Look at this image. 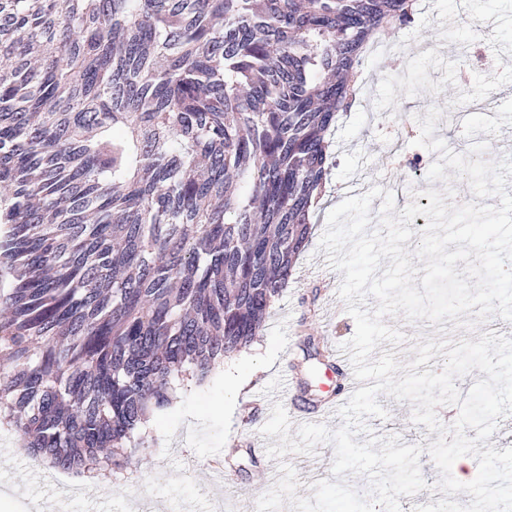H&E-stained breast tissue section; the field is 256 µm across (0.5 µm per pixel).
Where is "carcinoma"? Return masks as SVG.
Here are the masks:
<instances>
[{"mask_svg":"<svg viewBox=\"0 0 512 512\" xmlns=\"http://www.w3.org/2000/svg\"><path fill=\"white\" fill-rule=\"evenodd\" d=\"M416 0H0V423L140 464L173 381L260 335L317 223L363 53Z\"/></svg>","mask_w":512,"mask_h":512,"instance_id":"carcinoma-1","label":"carcinoma"}]
</instances>
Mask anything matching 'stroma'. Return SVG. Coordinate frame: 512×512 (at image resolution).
Masks as SVG:
<instances>
[{
	"mask_svg": "<svg viewBox=\"0 0 512 512\" xmlns=\"http://www.w3.org/2000/svg\"><path fill=\"white\" fill-rule=\"evenodd\" d=\"M419 2L414 22L386 31L362 60L365 86L358 105L336 127V166L324 210L375 186L392 191L400 210L412 202L414 190L442 189V182L424 177L414 185L403 180L413 156L439 158L404 138L434 107L442 112L435 135L452 151L466 154L472 143L484 141L494 146L495 158L512 156V0ZM475 44L484 55L478 64L470 57ZM325 229L316 224L261 335L204 383L177 386L171 406L147 424V446L132 481L90 485L69 512H128L134 492L145 512H167L173 503L183 512H214L203 470L229 448L237 449L238 458L224 471V491L236 495V512H253L275 485L268 457L253 450L254 443H272L261 433L270 412L256 404V395H281L288 412L335 395L338 378L323 352L327 342L346 343L355 332L338 296L343 275L329 266L320 247ZM286 376L293 380L288 390L282 386ZM378 401L388 416L367 418L359 440L372 433L395 435L405 444L435 441L425 425L412 422L410 402L383 394ZM3 441L12 448L16 473L15 492L0 496V512H33L36 502L47 500L48 489L31 481L35 467L19 447V434L0 432ZM333 458V445L324 443L314 454L290 453L282 462L295 470L297 493L305 496L311 483L331 478Z\"/></svg>",
	"mask_w": 512,
	"mask_h": 512,
	"instance_id": "35a3bbf8",
	"label": "stroma"
}]
</instances>
